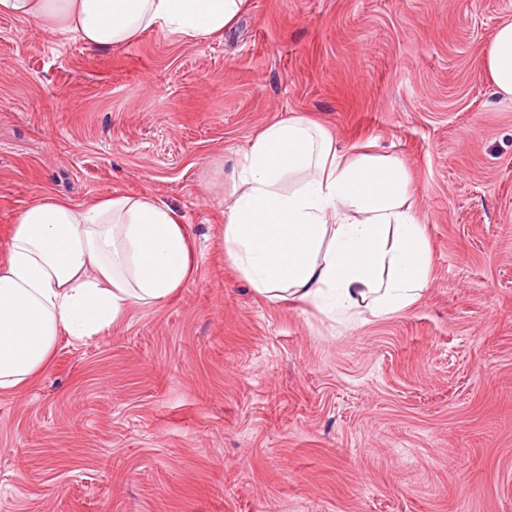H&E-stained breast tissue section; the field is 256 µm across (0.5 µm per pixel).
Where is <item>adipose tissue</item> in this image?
Masks as SVG:
<instances>
[{
  "mask_svg": "<svg viewBox=\"0 0 512 512\" xmlns=\"http://www.w3.org/2000/svg\"><path fill=\"white\" fill-rule=\"evenodd\" d=\"M249 0H0V14L73 34L108 52L157 31L219 39ZM483 72L512 99V21L483 54ZM220 243L254 291L299 300L347 321L418 302L431 268L405 164L339 149L304 116L254 134L232 177ZM192 271L190 233L148 195L88 204L49 194L17 217L0 258V391L47 370L60 337L81 339L134 305L159 306Z\"/></svg>",
  "mask_w": 512,
  "mask_h": 512,
  "instance_id": "adipose-tissue-1",
  "label": "adipose tissue"
}]
</instances>
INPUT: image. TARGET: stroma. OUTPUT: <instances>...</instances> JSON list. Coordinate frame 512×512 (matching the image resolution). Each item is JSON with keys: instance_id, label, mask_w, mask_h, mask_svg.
I'll use <instances>...</instances> for the list:
<instances>
[{"instance_id": "stroma-1", "label": "stroma", "mask_w": 512, "mask_h": 512, "mask_svg": "<svg viewBox=\"0 0 512 512\" xmlns=\"http://www.w3.org/2000/svg\"><path fill=\"white\" fill-rule=\"evenodd\" d=\"M512 0H250L220 40L100 52L0 16V256L51 194H146L194 272L0 393V512H512ZM301 115L398 156L431 252L357 324L256 294L218 241L232 171ZM482 68L495 91L512 99V21L497 27L484 50Z\"/></svg>"}]
</instances>
